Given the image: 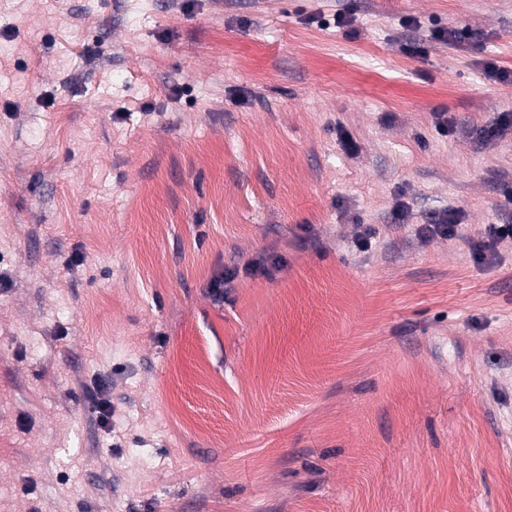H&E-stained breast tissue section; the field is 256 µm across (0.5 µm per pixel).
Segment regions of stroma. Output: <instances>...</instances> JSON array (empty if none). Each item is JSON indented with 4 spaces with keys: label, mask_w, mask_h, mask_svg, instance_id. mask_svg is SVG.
<instances>
[{
    "label": "stroma",
    "mask_w": 512,
    "mask_h": 512,
    "mask_svg": "<svg viewBox=\"0 0 512 512\" xmlns=\"http://www.w3.org/2000/svg\"><path fill=\"white\" fill-rule=\"evenodd\" d=\"M489 61L512 0H0V512H512ZM455 218L452 213L445 211L434 215L429 222L420 228V233L424 237L441 236L452 238L457 233V226ZM512 220L501 224H488L484 236L471 246L472 255L478 262H483L489 255L491 259L496 254L497 245L505 240L512 241Z\"/></svg>",
    "instance_id": "1"
}]
</instances>
